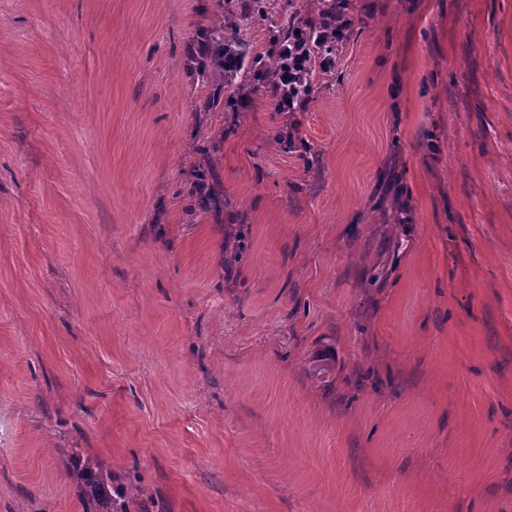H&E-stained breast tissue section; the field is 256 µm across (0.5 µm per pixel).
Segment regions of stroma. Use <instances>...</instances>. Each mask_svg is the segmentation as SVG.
<instances>
[{
    "instance_id": "stroma-1",
    "label": "stroma",
    "mask_w": 512,
    "mask_h": 512,
    "mask_svg": "<svg viewBox=\"0 0 512 512\" xmlns=\"http://www.w3.org/2000/svg\"><path fill=\"white\" fill-rule=\"evenodd\" d=\"M215 12L0 0V512H512V0H352L290 114ZM220 8L219 19L209 28L197 33V39L201 46V57L197 62L196 74L203 84L209 87L212 92L206 98L204 110L207 112L224 111V87L228 86V76L224 71V62L226 66L231 62L234 53L230 48H226L224 53V29L229 28L233 34L234 42L239 46L241 60L238 71L245 68V59L247 55L246 43L240 37V24L232 18L224 17V0H217ZM68 474L76 485L84 512H153L155 501L136 481L114 489L113 476L89 455L70 456Z\"/></svg>"
}]
</instances>
